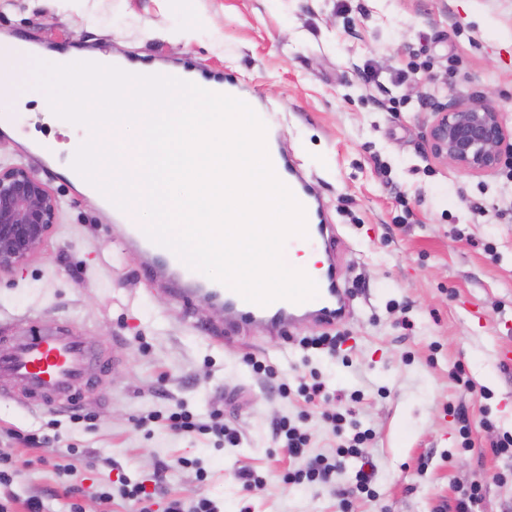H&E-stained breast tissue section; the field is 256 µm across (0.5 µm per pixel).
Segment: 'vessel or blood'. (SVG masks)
I'll list each match as a JSON object with an SVG mask.
<instances>
[{
  "label": "vessel or blood",
  "mask_w": 512,
  "mask_h": 512,
  "mask_svg": "<svg viewBox=\"0 0 512 512\" xmlns=\"http://www.w3.org/2000/svg\"><path fill=\"white\" fill-rule=\"evenodd\" d=\"M169 74L215 93L224 89L222 80L186 67L170 69ZM276 162L304 208L303 242L320 255L313 299L301 303L277 300L265 306L247 302L236 291L206 280L170 249L152 242L131 211L120 214L118 231L142 272L150 277L161 275L164 287L188 306L199 302L223 306L224 328L216 337L220 344L254 347L269 338H287L308 321L332 329L354 315L351 293L338 270L342 240L337 226L329 223L322 200L287 159L280 155ZM110 365L108 357L96 352L64 321L51 328L33 322L18 335L0 331V396L17 387L35 405L64 410L74 404L83 388L105 375Z\"/></svg>",
  "instance_id": "1"
}]
</instances>
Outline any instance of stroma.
Segmentation results:
<instances>
[{"mask_svg":"<svg viewBox=\"0 0 512 512\" xmlns=\"http://www.w3.org/2000/svg\"><path fill=\"white\" fill-rule=\"evenodd\" d=\"M0 33L223 73L251 108L277 116L280 145L317 185L345 245L341 272L356 307L337 356L295 341L258 350L285 377L318 372L329 394L313 404L281 398L245 363L244 347L210 341L223 314L201 304L191 324L59 165L1 136L0 166L30 168L60 210L42 248L0 273V326L29 314L43 326L67 318L113 359L78 405L91 427L0 399V450L18 466L13 512H27L31 496L44 512H67L64 483L83 512H103L104 485L157 474L168 499L206 496L224 512H338L336 493L354 485L360 460L302 489L282 480L299 462L273 441L281 417L304 413L309 455L334 454L339 439L322 419L330 409L374 435L375 493L354 495L351 512H437L479 478L480 512H512V458L493 447L512 432V364L500 357L512 350V184L501 171L476 176L426 156L430 112L418 104L489 92L512 121V0H0ZM460 365L472 386L453 379ZM179 403L204 418L220 409L238 447L136 427L140 415ZM485 415L492 428L481 426ZM8 428L47 441H11ZM244 466L266 479L247 500L236 478Z\"/></svg>","mask_w":512,"mask_h":512,"instance_id":"1","label":"stroma"}]
</instances>
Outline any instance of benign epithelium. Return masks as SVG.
Returning a JSON list of instances; mask_svg holds the SVG:
<instances>
[{
    "label": "benign epithelium",
    "mask_w": 512,
    "mask_h": 512,
    "mask_svg": "<svg viewBox=\"0 0 512 512\" xmlns=\"http://www.w3.org/2000/svg\"><path fill=\"white\" fill-rule=\"evenodd\" d=\"M422 136L436 162L472 174H494L512 151V127L487 97L433 100ZM59 203L29 168H0V273L41 248L57 221Z\"/></svg>",
    "instance_id": "benign-epithelium-1"
}]
</instances>
